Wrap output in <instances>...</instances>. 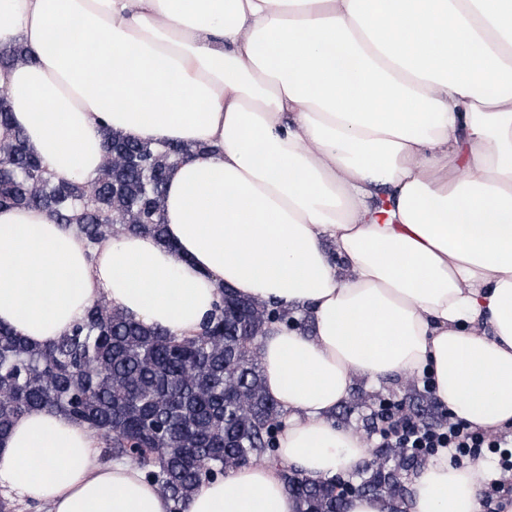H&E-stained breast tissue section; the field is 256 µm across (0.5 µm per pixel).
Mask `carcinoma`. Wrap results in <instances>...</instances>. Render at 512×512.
Masks as SVG:
<instances>
[{"label": "carcinoma", "mask_w": 512, "mask_h": 512, "mask_svg": "<svg viewBox=\"0 0 512 512\" xmlns=\"http://www.w3.org/2000/svg\"><path fill=\"white\" fill-rule=\"evenodd\" d=\"M190 151L108 131L95 178L59 177L18 130L0 141V207L42 208L92 245L133 231L162 240L167 170ZM277 324L303 319L224 287L202 332L185 339L147 330L101 301L44 348L0 324V437L24 413L54 408L96 430L107 459L143 470L181 512L202 480L276 460L282 410L264 391L258 351ZM424 463L403 448H384L358 473V484L401 512L399 477ZM284 480L297 512H344L338 481L310 482L291 469Z\"/></svg>", "instance_id": "carcinoma-1"}]
</instances>
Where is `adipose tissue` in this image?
<instances>
[{
  "label": "adipose tissue",
  "instance_id": "ef3b65f1",
  "mask_svg": "<svg viewBox=\"0 0 512 512\" xmlns=\"http://www.w3.org/2000/svg\"><path fill=\"white\" fill-rule=\"evenodd\" d=\"M11 123L59 176L104 134L196 146L171 166L165 240L88 249L40 208H0V323L39 346L98 300L197 335L221 287L308 329L260 342L286 412L277 462L202 480L183 512H297L283 467L349 474L370 448L332 415L356 381L423 372L453 417L512 426V0H0ZM51 409L0 442V496L43 512H170ZM484 460L439 454L406 512H480Z\"/></svg>",
  "mask_w": 512,
  "mask_h": 512
}]
</instances>
